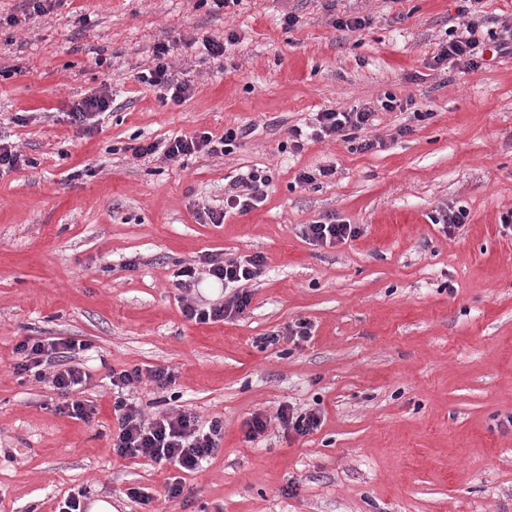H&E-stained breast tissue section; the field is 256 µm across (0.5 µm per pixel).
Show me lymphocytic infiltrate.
<instances>
[{
    "instance_id": "1",
    "label": "lymphocytic infiltrate",
    "mask_w": 512,
    "mask_h": 512,
    "mask_svg": "<svg viewBox=\"0 0 512 512\" xmlns=\"http://www.w3.org/2000/svg\"><path fill=\"white\" fill-rule=\"evenodd\" d=\"M458 13L465 23L453 38L440 45L434 57L435 66L452 65L462 72L475 73L485 69L489 57L512 54V23L503 25L500 32H485L484 24L476 14L481 0H459ZM171 45L160 43L153 50L154 64L138 73L140 83L164 89L174 103L185 102L191 95L189 84L179 81L171 70L168 58ZM402 100L388 94L381 99L378 107L364 106L350 111L338 112L332 109L316 113L310 124L292 126L289 134L294 150H301L304 142L347 139L351 133L365 130L373 125L377 110L394 111L403 108ZM249 128L230 127L222 136L204 131L193 137H176L165 142L139 140L131 145L133 157H157L162 161H175L196 154H229L239 141L249 136ZM271 175L260 170L249 171L233 183L232 190L224 199L220 210L204 209L202 217L210 223H223L227 212H249L263 203ZM301 234L315 245H333L360 236L359 225L328 217L325 220L303 225ZM201 267L191 265L176 271L179 287L192 288L200 275H207L222 286L246 283L260 277L264 270V258L252 256L246 261H227L220 255L208 254L202 257ZM250 303L248 292H234L224 302L203 306L191 298L183 300V314L192 321L206 324L235 317L244 312ZM84 346L80 343L57 345L54 343L24 341L17 345L20 357L18 368L29 372L41 365H51L47 377L54 391L63 395V413L71 418L90 421L96 413L93 405L71 398V391L86 385L89 375L77 361ZM114 414L119 432L113 443L114 450L122 456L147 457L157 462H170L181 469L193 472L211 457L224 436L221 421L200 423L198 417L187 410L166 412L154 417H145L139 407L127 399L116 398Z\"/></svg>"
}]
</instances>
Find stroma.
<instances>
[{
    "instance_id": "35a3bbf8",
    "label": "stroma",
    "mask_w": 512,
    "mask_h": 512,
    "mask_svg": "<svg viewBox=\"0 0 512 512\" xmlns=\"http://www.w3.org/2000/svg\"><path fill=\"white\" fill-rule=\"evenodd\" d=\"M349 15L370 24L336 30ZM462 23L456 0H68L41 16L0 0V136L30 160L0 175V512H59L77 493L118 512H512V230L500 221L512 211V55L475 73L434 69ZM205 38L225 41L223 55ZM163 42L192 88L179 105L136 79ZM104 87L111 111L79 130L71 104ZM387 92L428 118L378 110L363 135L383 150L286 147L313 113ZM233 126L252 133L227 155L181 164L126 150L136 136ZM327 165L334 176L296 184ZM252 169L272 174L266 200L200 223ZM446 206L469 212L452 237L430 220ZM331 214L361 235L301 236ZM207 254L263 255L241 316L183 315L184 294L224 299L209 279L188 292L173 281ZM301 321L310 338L285 339ZM272 334L280 342L263 346ZM27 337L88 344L91 378L74 396L94 418L62 414L48 382L18 373ZM133 367L143 377L128 397L145 416L223 420L200 472L114 451L109 377ZM160 367L175 371L169 388L150 377ZM288 404L319 410L321 427L284 431ZM257 415L268 425L252 439ZM175 481L187 501L166 498Z\"/></svg>"
}]
</instances>
